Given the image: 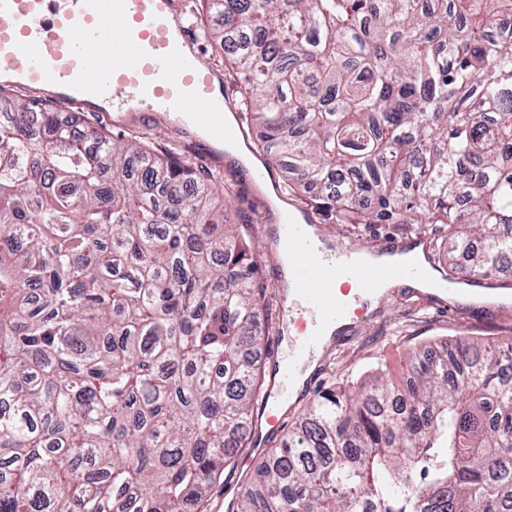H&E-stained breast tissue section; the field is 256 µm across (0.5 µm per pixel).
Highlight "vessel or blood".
<instances>
[{
    "label": "vessel or blood",
    "mask_w": 512,
    "mask_h": 512,
    "mask_svg": "<svg viewBox=\"0 0 512 512\" xmlns=\"http://www.w3.org/2000/svg\"><path fill=\"white\" fill-rule=\"evenodd\" d=\"M174 8L175 0H0V71L13 70L22 58L21 82L30 90L50 83L63 101L99 112L117 103L132 117L185 113L204 128L208 142H223L224 108L212 101L215 75L192 29L170 28ZM306 232V225L293 222L276 228L277 248L291 260L288 286L300 311L288 317L295 337L280 332L272 338V399L259 412L271 434L277 401L290 396L297 362L323 343L318 322L337 320L352 307L350 299H337L338 284L353 281L365 292L382 277L411 281L422 273L418 254L387 270L355 264L347 247L325 257L310 254Z\"/></svg>",
    "instance_id": "b4317fda"
}]
</instances>
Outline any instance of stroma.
<instances>
[{"mask_svg": "<svg viewBox=\"0 0 512 512\" xmlns=\"http://www.w3.org/2000/svg\"><path fill=\"white\" fill-rule=\"evenodd\" d=\"M43 107L56 112L76 113L80 130L99 129L112 136L129 135L135 131L152 133L155 148L164 150L177 144L197 169L220 176L232 185L235 194L226 209L229 215L245 213L254 224L255 250L265 260L259 278L267 285L269 304L263 312L271 328L282 321L286 288L282 282L277 254L268 245L266 225L261 218L272 205L266 192L257 190L245 170L207 146L203 138L169 120L145 115L139 119L109 121L100 113L75 108L61 102L47 91L41 92ZM325 233L341 241H362L371 250H381L384 243L412 236L404 224H335L331 219L320 221ZM506 287L480 289L474 301H449L447 310H440L432 294L401 282L382 298L379 307L362 323L347 326L343 337L326 354L322 386L358 379L378 366L388 368L391 376H399L405 355L412 347L434 339L453 340L459 336H502L512 333V272L506 274ZM256 447L245 448L237 458L236 470L226 471L212 490L208 512H227V501L241 496L245 478L261 461Z\"/></svg>", "mask_w": 512, "mask_h": 512, "instance_id": "35a3bbf8", "label": "stroma"}]
</instances>
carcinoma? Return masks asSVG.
I'll return each instance as SVG.
<instances>
[{
    "instance_id": "cac0c4a2",
    "label": "carcinoma",
    "mask_w": 512,
    "mask_h": 512,
    "mask_svg": "<svg viewBox=\"0 0 512 512\" xmlns=\"http://www.w3.org/2000/svg\"><path fill=\"white\" fill-rule=\"evenodd\" d=\"M262 155L346 224L442 225L512 269V0H204ZM0 512H199L269 329L250 224L147 133L0 92ZM308 400L236 512H512V336Z\"/></svg>"
}]
</instances>
